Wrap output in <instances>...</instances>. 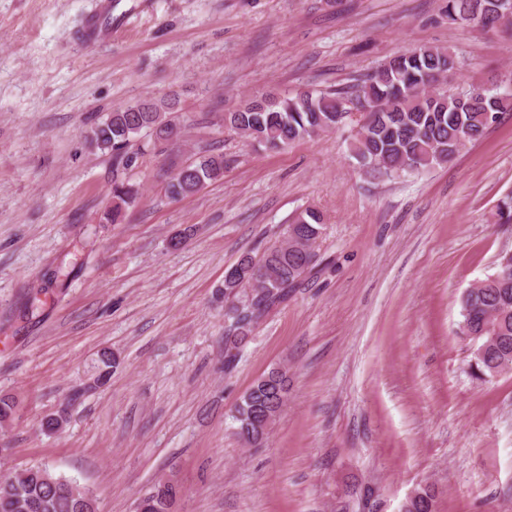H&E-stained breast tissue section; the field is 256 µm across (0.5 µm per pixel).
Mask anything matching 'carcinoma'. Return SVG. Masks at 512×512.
I'll list each match as a JSON object with an SVG mask.
<instances>
[{"label": "carcinoma", "instance_id": "carcinoma-1", "mask_svg": "<svg viewBox=\"0 0 512 512\" xmlns=\"http://www.w3.org/2000/svg\"><path fill=\"white\" fill-rule=\"evenodd\" d=\"M448 21L493 28L512 23V0H448ZM459 70L457 55L438 47H416L381 64L353 91L307 89L292 96L272 91L248 97L224 114V128L270 150L333 131L354 120L351 154L362 172L373 179L400 178L450 162L469 143L480 139L498 115L512 111V78L505 84L477 88L448 87ZM181 125L165 99H149L113 109L94 123L87 139L91 147L112 158V223L139 199V188L125 179L138 157L147 152L146 138H179ZM224 174V153L201 148L166 182L172 198L199 192ZM324 218L308 207L288 225L286 241L256 258L247 253L224 275V298L235 289H260L252 297L250 319L238 317L231 305L225 316L232 324L224 336V352L240 351L256 324L317 266L314 245L321 238ZM463 320L456 335L472 337L484 354L470 356L472 375L489 381L512 373V257L499 254L496 271L461 298ZM117 360L101 353L94 378L108 383ZM288 377L274 368L254 382L235 409L236 434L246 443L261 444L282 412ZM179 489L158 483L149 492L150 512H171ZM437 491L425 484L405 500L406 512H436ZM0 512H99L86 488L45 467L18 468L0 478Z\"/></svg>", "mask_w": 512, "mask_h": 512}]
</instances>
